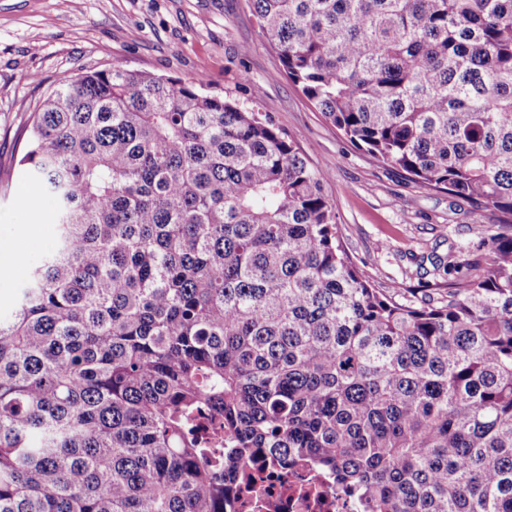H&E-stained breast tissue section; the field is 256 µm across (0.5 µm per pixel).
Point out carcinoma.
Masks as SVG:
<instances>
[{
  "label": "carcinoma",
  "mask_w": 512,
  "mask_h": 512,
  "mask_svg": "<svg viewBox=\"0 0 512 512\" xmlns=\"http://www.w3.org/2000/svg\"><path fill=\"white\" fill-rule=\"evenodd\" d=\"M249 4L352 143L498 214L487 259L400 303L270 120L197 75L59 81L19 159L56 237L0 319V512H225L262 450L363 512H512V0Z\"/></svg>",
  "instance_id": "1"
}]
</instances>
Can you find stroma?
Returning a JSON list of instances; mask_svg holds the SVG:
<instances>
[{"label":"stroma","instance_id":"35a3bbf8","mask_svg":"<svg viewBox=\"0 0 512 512\" xmlns=\"http://www.w3.org/2000/svg\"><path fill=\"white\" fill-rule=\"evenodd\" d=\"M156 76L202 73L207 94L269 116L312 167L341 242L371 284L403 298L445 292L447 262L474 263L497 218L426 189L351 143L281 73L247 0H0V258L15 263L0 285V317L54 240L53 200L18 164L17 130L61 79L112 63Z\"/></svg>","mask_w":512,"mask_h":512}]
</instances>
